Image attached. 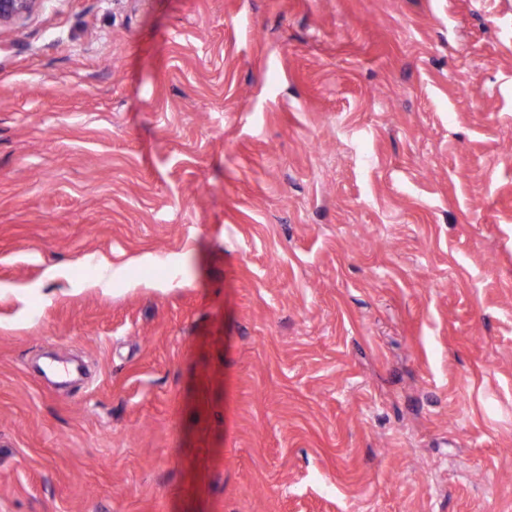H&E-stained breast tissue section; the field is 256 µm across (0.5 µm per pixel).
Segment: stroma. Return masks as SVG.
I'll use <instances>...</instances> for the list:
<instances>
[{
  "label": "stroma",
  "mask_w": 512,
  "mask_h": 512,
  "mask_svg": "<svg viewBox=\"0 0 512 512\" xmlns=\"http://www.w3.org/2000/svg\"><path fill=\"white\" fill-rule=\"evenodd\" d=\"M0 512H512V0L1 26Z\"/></svg>",
  "instance_id": "1"
}]
</instances>
